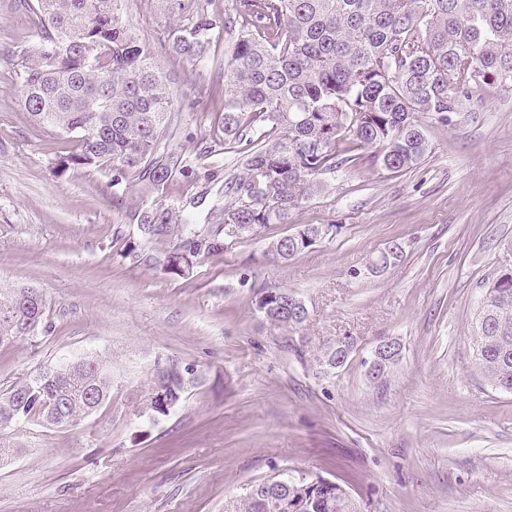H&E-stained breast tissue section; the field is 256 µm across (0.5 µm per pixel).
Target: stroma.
<instances>
[{
  "mask_svg": "<svg viewBox=\"0 0 512 512\" xmlns=\"http://www.w3.org/2000/svg\"><path fill=\"white\" fill-rule=\"evenodd\" d=\"M125 11L177 73L169 143L194 168L149 200L206 216L226 201L198 158L215 113L191 102L223 76L224 50L172 60L161 42L184 14L161 0H127ZM36 39L28 16L0 0V289L41 290L54 326L0 348V390L96 355L112 397L67 430L0 428L18 448L0 461V512H224L277 471L337 480L351 469L361 512H512V394L473 373L469 348L483 283L512 268V83L476 93L448 123L425 120L431 151L413 168H339L289 223L177 278L121 256L140 239L128 217L140 197L119 210L110 172L55 173L69 143L33 122L14 74ZM303 224L335 230L271 260L270 242ZM394 241L401 260L371 273ZM266 288L294 293L306 321H265L256 300ZM345 337L346 363L320 370L318 351ZM387 340L399 355L371 381ZM168 361L190 373L180 403L155 420L145 396Z\"/></svg>",
  "mask_w": 512,
  "mask_h": 512,
  "instance_id": "stroma-1",
  "label": "stroma"
}]
</instances>
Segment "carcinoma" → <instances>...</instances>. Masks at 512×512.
<instances>
[{"label":"carcinoma","mask_w":512,"mask_h":512,"mask_svg":"<svg viewBox=\"0 0 512 512\" xmlns=\"http://www.w3.org/2000/svg\"><path fill=\"white\" fill-rule=\"evenodd\" d=\"M125 0H19L39 40L15 64L34 121L68 136L55 170L111 172L112 202L123 205L130 179L147 196L184 175L189 164L165 142L175 119L171 74L158 65L124 18ZM211 0H178L188 24L162 46L173 59L202 62L215 30L230 43L221 97L207 86L200 102L220 104L201 158L237 155L226 182L229 202L196 218L155 203L131 213L142 237L122 257L186 276L201 257L251 237L249 227L286 224L292 212L324 190L323 176L361 158L392 174L418 164L429 150L423 119L448 123L462 101L512 82V0H231L220 17ZM369 154L362 155L363 151ZM316 225L270 243L283 261L314 245ZM173 238L158 256L156 240ZM23 289H0L1 339L29 322L48 334L47 301L26 307ZM272 324L296 326L286 290L265 291ZM471 367L491 388L512 393V271L482 286L470 337ZM156 376L147 408L165 415L184 393L189 370L171 362ZM71 386L62 374L43 386L30 378L0 390V425L39 424L54 392ZM344 483L264 480L224 504V512H358Z\"/></svg>","instance_id":"1"}]
</instances>
